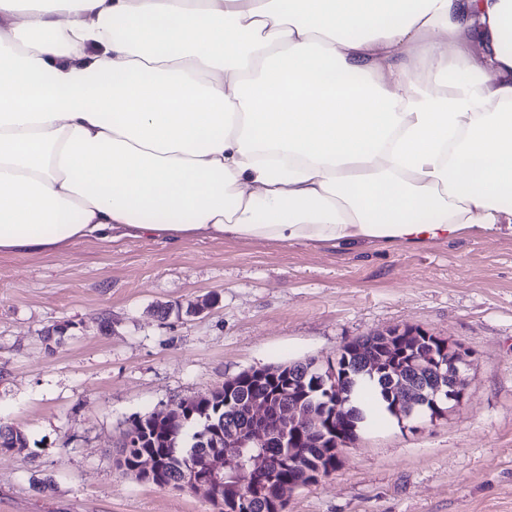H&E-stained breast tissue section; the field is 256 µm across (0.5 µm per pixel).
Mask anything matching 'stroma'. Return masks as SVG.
Segmentation results:
<instances>
[{
  "mask_svg": "<svg viewBox=\"0 0 512 512\" xmlns=\"http://www.w3.org/2000/svg\"><path fill=\"white\" fill-rule=\"evenodd\" d=\"M407 326L462 345L465 401L415 428L371 425L335 472L288 492L286 512H512L511 234L414 248L89 240L1 257L0 421L28 446L0 454V512H213L118 468L133 417Z\"/></svg>",
  "mask_w": 512,
  "mask_h": 512,
  "instance_id": "35a3bbf8",
  "label": "stroma"
}]
</instances>
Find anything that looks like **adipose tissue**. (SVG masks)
Returning a JSON list of instances; mask_svg holds the SVG:
<instances>
[{"label":"adipose tissue","mask_w":512,"mask_h":512,"mask_svg":"<svg viewBox=\"0 0 512 512\" xmlns=\"http://www.w3.org/2000/svg\"><path fill=\"white\" fill-rule=\"evenodd\" d=\"M22 2L0 0V257L512 224V0Z\"/></svg>","instance_id":"1"}]
</instances>
